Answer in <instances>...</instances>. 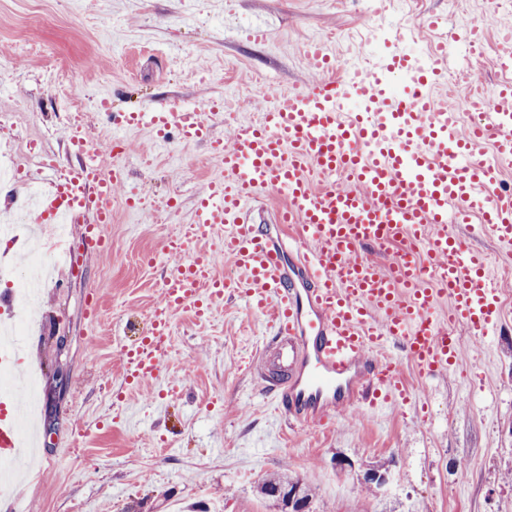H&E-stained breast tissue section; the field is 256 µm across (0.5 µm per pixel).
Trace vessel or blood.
<instances>
[{"label":"vessel or blood","mask_w":512,"mask_h":512,"mask_svg":"<svg viewBox=\"0 0 512 512\" xmlns=\"http://www.w3.org/2000/svg\"><path fill=\"white\" fill-rule=\"evenodd\" d=\"M438 30L428 62L396 49L342 79L331 77L336 64L325 47L308 44L306 58L321 80L267 92L258 119L237 125L230 147L212 137L220 112L214 104L114 115L113 154L125 149L123 131L146 128L162 142L172 135L185 145L212 140L220 168L193 214L197 229L221 230L218 247L191 251L184 239L169 240L168 251L182 260L163 278L147 332L123 351L127 384L160 372L173 314L188 309L208 319L227 295L268 317L271 337L249 372L290 425L322 424L353 404L407 405L414 396L403 364L427 378L445 374L460 355L453 326L484 336L499 325L487 256L448 227L480 216L512 260V191L498 188L496 178L499 165L512 160V29L497 45L504 79L494 102L472 93L475 119L466 129L459 111L436 102L432 90L447 80L440 63L449 45L479 54L483 29ZM66 138L78 163L67 177L48 180L28 221L81 225L97 246L126 170H103L84 123L69 124ZM337 175L343 184L334 183ZM272 193L285 194L289 205L276 223H257L251 204ZM367 249L389 250V266L361 259ZM218 252L232 260L236 276H217ZM390 344L398 355L386 354ZM23 454L12 405L1 395L0 468L17 466Z\"/></svg>","instance_id":"vessel-or-blood-1"}]
</instances>
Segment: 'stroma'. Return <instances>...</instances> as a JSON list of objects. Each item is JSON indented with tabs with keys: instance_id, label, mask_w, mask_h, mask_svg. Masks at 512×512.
Here are the masks:
<instances>
[{
	"instance_id": "35a3bbf8",
	"label": "stroma",
	"mask_w": 512,
	"mask_h": 512,
	"mask_svg": "<svg viewBox=\"0 0 512 512\" xmlns=\"http://www.w3.org/2000/svg\"><path fill=\"white\" fill-rule=\"evenodd\" d=\"M462 14L479 15L484 54L456 48L444 66L492 93L512 0H0V156L27 171L40 156L60 172L75 164L66 96L103 142L112 126L100 98L115 112L219 101L213 132L230 146L234 123L257 120L265 88L319 80L306 43L322 40L341 76L368 55L371 31L383 32L381 51L411 32L406 49L423 57L433 37L425 19L453 31ZM257 24L270 29L266 41L248 40ZM125 139L128 183L114 191L108 245L81 251L77 276L57 268L71 285L44 290L28 333L41 447L17 486V512H275L257 487L282 470L311 488V512H512V277L493 278L501 331L476 340L455 327L459 365L439 377L403 365L417 400L401 408L346 407L317 427L282 426L247 369L267 319L237 296L203 321L175 313L161 376L128 389L122 352L146 331L179 261L166 240L217 244V231H193L192 216L219 169L203 143L165 146L147 129ZM132 187L140 206L127 203ZM380 464L389 482L377 495L364 475Z\"/></svg>"
}]
</instances>
